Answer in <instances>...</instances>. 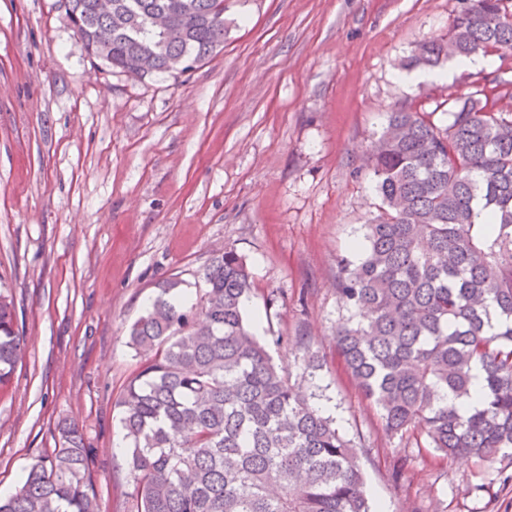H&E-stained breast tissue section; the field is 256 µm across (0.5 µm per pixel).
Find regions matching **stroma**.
Here are the masks:
<instances>
[{"instance_id":"stroma-1","label":"stroma","mask_w":512,"mask_h":512,"mask_svg":"<svg viewBox=\"0 0 512 512\" xmlns=\"http://www.w3.org/2000/svg\"><path fill=\"white\" fill-rule=\"evenodd\" d=\"M223 50L178 78L84 57L61 0H0V293L26 357L0 391V489L79 424L102 512H132L116 401L155 282L188 297L209 259L245 258L249 306L276 364L360 450L377 512H512V457L448 459L423 430L386 434L332 340L353 311L338 261L377 213L368 153L393 108L448 121L481 71L396 81L447 37L460 0H225ZM408 458L396 475L397 458Z\"/></svg>"}]
</instances>
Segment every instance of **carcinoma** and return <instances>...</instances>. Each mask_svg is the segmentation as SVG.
Listing matches in <instances>:
<instances>
[{
	"instance_id": "obj_1",
	"label": "carcinoma",
	"mask_w": 512,
	"mask_h": 512,
	"mask_svg": "<svg viewBox=\"0 0 512 512\" xmlns=\"http://www.w3.org/2000/svg\"><path fill=\"white\" fill-rule=\"evenodd\" d=\"M63 0L80 48L138 78H178L224 48V0ZM446 39L407 65L437 66L512 48L509 0H465ZM176 14L183 34L151 24ZM110 38L102 51L100 36ZM485 90L455 101L446 125L395 108L370 154L381 199L338 292L356 320L334 342L385 431L421 426L435 451L490 462L512 456V114ZM484 223H478L479 216ZM188 303L177 276L129 329L145 362L119 400L134 512H372L359 451L336 419L292 384L254 334L253 277L232 249L203 269ZM303 372L320 368L299 338ZM23 359L14 306L0 295V387ZM483 397L467 407L475 369ZM0 512H101L84 436L35 459Z\"/></svg>"
}]
</instances>
